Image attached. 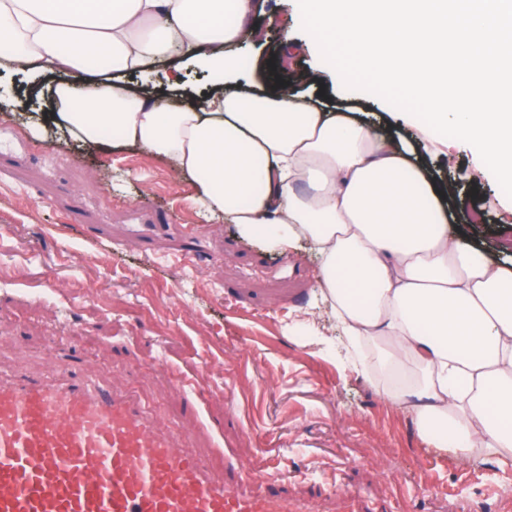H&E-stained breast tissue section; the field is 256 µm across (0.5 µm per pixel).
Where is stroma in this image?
<instances>
[{
    "mask_svg": "<svg viewBox=\"0 0 512 512\" xmlns=\"http://www.w3.org/2000/svg\"><path fill=\"white\" fill-rule=\"evenodd\" d=\"M255 39L232 47L229 82L269 89L278 63L297 95L410 142L414 162L448 190L463 238L512 269V199L474 156L448 147L385 101L344 90L294 23L296 0H255ZM52 74L0 65V368L81 360L114 377L169 425L219 479L266 472L337 512H512V463L429 450L416 423L346 356L341 323L318 287L311 241L285 250L209 219L195 185L132 145L84 149L63 132L33 134ZM122 83L171 107L206 94L210 70L168 57ZM98 225L87 236V225ZM153 225L152 249L131 235ZM193 235V272L177 258ZM77 344L78 353L69 351ZM196 380L197 414L179 376Z\"/></svg>",
    "mask_w": 512,
    "mask_h": 512,
    "instance_id": "obj_1",
    "label": "stroma"
}]
</instances>
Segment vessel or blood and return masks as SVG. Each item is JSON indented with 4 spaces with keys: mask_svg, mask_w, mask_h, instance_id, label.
Returning a JSON list of instances; mask_svg holds the SVG:
<instances>
[{
    "mask_svg": "<svg viewBox=\"0 0 512 512\" xmlns=\"http://www.w3.org/2000/svg\"><path fill=\"white\" fill-rule=\"evenodd\" d=\"M187 438L81 366L0 371V512H324L276 475L215 478Z\"/></svg>",
    "mask_w": 512,
    "mask_h": 512,
    "instance_id": "b4317fda",
    "label": "vessel or blood"
}]
</instances>
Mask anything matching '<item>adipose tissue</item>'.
I'll use <instances>...</instances> for the list:
<instances>
[{"label":"adipose tissue","mask_w":512,"mask_h":512,"mask_svg":"<svg viewBox=\"0 0 512 512\" xmlns=\"http://www.w3.org/2000/svg\"><path fill=\"white\" fill-rule=\"evenodd\" d=\"M252 0H0L16 68L84 76L38 124L95 150L106 130L192 180L200 203L274 250L301 236L350 343L428 445L512 456V271L465 242L404 141L296 99L225 85ZM208 66L211 93L179 108L119 83L172 50ZM109 78L89 77L93 54Z\"/></svg>","instance_id":"1"}]
</instances>
